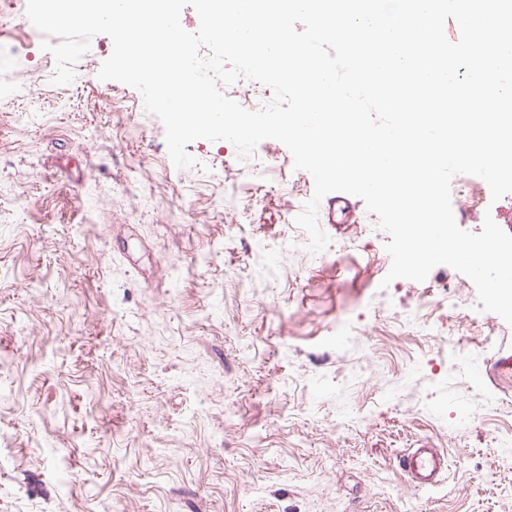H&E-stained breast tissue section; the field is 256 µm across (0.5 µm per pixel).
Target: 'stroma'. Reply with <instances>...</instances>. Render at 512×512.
Here are the masks:
<instances>
[{"label":"stroma","mask_w":512,"mask_h":512,"mask_svg":"<svg viewBox=\"0 0 512 512\" xmlns=\"http://www.w3.org/2000/svg\"><path fill=\"white\" fill-rule=\"evenodd\" d=\"M26 2L0 24V512H512V385L485 375L512 326L472 281H387L354 195L311 253L283 143L199 139L176 168L141 93L99 79L111 38L53 85ZM452 209L512 234V194ZM423 445L430 489L399 465ZM444 469L445 458L437 448H411L402 459V471L415 488L435 486Z\"/></svg>","instance_id":"obj_1"}]
</instances>
